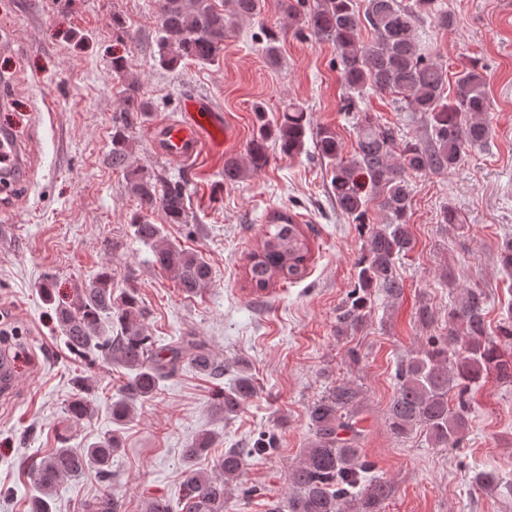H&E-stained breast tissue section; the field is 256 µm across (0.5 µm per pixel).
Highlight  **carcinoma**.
Returning a JSON list of instances; mask_svg holds the SVG:
<instances>
[{
	"label": "carcinoma",
	"mask_w": 512,
	"mask_h": 512,
	"mask_svg": "<svg viewBox=\"0 0 512 512\" xmlns=\"http://www.w3.org/2000/svg\"><path fill=\"white\" fill-rule=\"evenodd\" d=\"M433 0H281L290 29L296 36L326 39L336 45L344 96L342 108L354 113L357 150L347 161L340 159L341 145L329 127L312 129L307 109L290 101L280 118L271 123L258 107L257 129L247 148L248 167L231 159L224 163V180L237 181L245 169L254 172L270 161L269 142L288 156L305 152L308 134L315 133L317 156L331 166V184L336 205L355 224L366 223L369 204L377 200L389 215L388 222L370 230L365 255L359 262L357 286L338 315L341 333L357 328L372 289L379 288L391 299L400 297L402 281L396 261L411 249L407 224L410 176L445 172L458 167L467 153L482 148L490 137L488 124L476 115L490 109L482 66L469 60L456 72V92L444 96L448 71L425 53L416 38V23L432 13ZM231 16L253 17L262 0H230ZM160 32L159 63L172 67L181 61L202 64L214 60L224 43L230 16L213 0H156ZM371 39L361 38L362 30ZM264 53L274 59L283 34L264 28ZM368 90L397 97L401 110L415 112L426 122V137L402 142L399 160L393 161L397 142L393 128L360 108ZM121 117L112 124V166L128 169L132 121L150 113V102L135 87L128 88ZM128 191L137 202L130 219L135 239L154 248V263L174 273L180 290L193 295L212 281L210 266L197 254L187 252L163 236L160 224H151L145 214L159 211L168 224H185L189 218V185L185 178L169 179L129 169ZM312 258L308 238L300 225L283 211L268 220L259 250L248 255L246 275L253 291H264L276 282L295 283L308 274ZM117 273L104 267L92 280L76 289L68 302L55 297L53 277L40 284L43 300L55 306L58 327L68 352L78 358L98 355L109 364L127 370V380L112 398V423L121 426L132 418L137 403L157 394L159 383L184 367L214 380L224 378V362L194 336H180L171 345L158 348L146 333L148 311L135 288L116 292ZM486 294L468 290L449 312L465 327L467 341L457 344L456 333L436 338L408 357L397 372L398 387L388 407L387 420L395 435L423 427L431 444L446 448L457 444L468 429L471 411L467 394L493 374L512 383V313L502 319L498 335L504 345L486 338L484 307ZM92 386L86 377L72 381L66 414L71 420L89 417ZM255 386L245 364L237 367L231 385L216 394L214 410L228 419L236 415L253 395ZM362 395L359 387L340 383L330 388L308 410L312 439L300 462L289 473V493L270 504L269 512H383L392 486L382 480L365 479L369 464L360 453L358 425ZM62 447L44 456L32 471L35 494L28 512H55L53 491L68 477L88 469L104 482L103 490L85 500L82 512H121L112 496V459L121 449V436L114 430L82 448H70L61 434ZM210 445L203 434L182 449L188 463L172 502L150 497L142 512H231L230 490L242 477L255 448H229L217 463V473L206 474L193 462ZM472 486L486 489L502 483L494 472L476 471Z\"/></svg>",
	"instance_id": "carcinoma-1"
}]
</instances>
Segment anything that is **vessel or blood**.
I'll return each mask as SVG.
<instances>
[{"instance_id":"vessel-or-blood-1","label":"vessel or blood","mask_w":512,"mask_h":512,"mask_svg":"<svg viewBox=\"0 0 512 512\" xmlns=\"http://www.w3.org/2000/svg\"><path fill=\"white\" fill-rule=\"evenodd\" d=\"M224 121L218 120L216 110L201 98H192L185 103L182 119L155 127L152 145L161 155L183 161H190L200 152L208 138L221 134ZM8 160L17 177L29 176L24 161V152L12 127L0 126V157Z\"/></svg>"}]
</instances>
